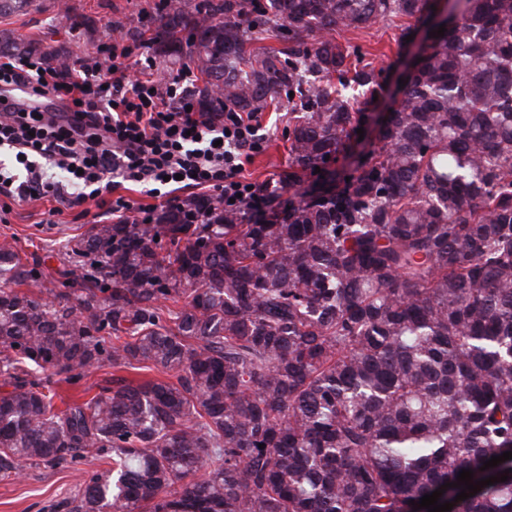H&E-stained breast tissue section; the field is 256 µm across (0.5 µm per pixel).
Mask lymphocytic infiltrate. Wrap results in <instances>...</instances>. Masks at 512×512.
I'll return each instance as SVG.
<instances>
[{
    "label": "lymphocytic infiltrate",
    "mask_w": 512,
    "mask_h": 512,
    "mask_svg": "<svg viewBox=\"0 0 512 512\" xmlns=\"http://www.w3.org/2000/svg\"><path fill=\"white\" fill-rule=\"evenodd\" d=\"M189 68L164 75L140 43L113 31L94 56L53 66L33 55L0 60V88L25 86V103L0 104V145L21 156L0 162V213L14 203L53 197L96 199L114 180L156 193L203 189L225 211L263 212L269 185L242 176L264 151L262 117L194 109Z\"/></svg>",
    "instance_id": "obj_1"
}]
</instances>
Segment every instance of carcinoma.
I'll return each mask as SVG.
<instances>
[{"mask_svg":"<svg viewBox=\"0 0 512 512\" xmlns=\"http://www.w3.org/2000/svg\"><path fill=\"white\" fill-rule=\"evenodd\" d=\"M434 2L165 0L154 41L204 77L198 108L287 102L281 182L314 181L247 223L194 198L205 224H97L58 288L1 241V476L102 461L48 512H416L512 470H480L512 451V0H453L380 146L328 169L376 80L337 36ZM272 21L280 47L248 48ZM105 364L162 377L55 406L53 378ZM453 509L512 512V473Z\"/></svg>","mask_w":512,"mask_h":512,"instance_id":"carcinoma-1","label":"carcinoma"}]
</instances>
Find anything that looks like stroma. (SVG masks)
Returning a JSON list of instances; mask_svg holds the SVG:
<instances>
[{
	"instance_id": "35a3bbf8",
	"label": "stroma",
	"mask_w": 512,
	"mask_h": 512,
	"mask_svg": "<svg viewBox=\"0 0 512 512\" xmlns=\"http://www.w3.org/2000/svg\"><path fill=\"white\" fill-rule=\"evenodd\" d=\"M57 0H35L25 14L0 16V30L24 40L63 48L67 57L90 55L115 26H123L153 56L163 70L178 64L159 54L152 44L147 23L156 11L157 0H67L77 23H70L59 13ZM400 27L388 21L361 30L342 33L339 41L351 54L353 64L372 65L378 75L374 90L376 101L366 110L363 140L352 141L347 152L338 155L335 167L353 166L358 155L376 141L378 118L396 103L399 80L415 51L413 42L400 41ZM267 145L262 154L244 166L243 175L261 184L279 179L288 168V110L280 108L263 116ZM116 218L97 200L58 202L49 198L29 199L13 205L6 222H0V239L13 240L25 261L49 259L54 270L68 269L57 253L63 241L81 236L97 224H112ZM88 464L56 470L29 469L20 477H0V512H43L52 502L73 493L82 483Z\"/></svg>"
}]
</instances>
